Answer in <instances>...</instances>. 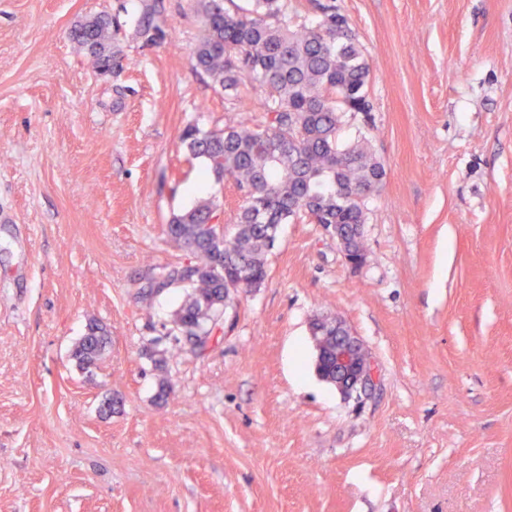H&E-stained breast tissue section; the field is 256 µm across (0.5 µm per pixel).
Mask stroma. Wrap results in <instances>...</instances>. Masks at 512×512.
<instances>
[{"label":"stroma","instance_id":"35a3bbf8","mask_svg":"<svg viewBox=\"0 0 512 512\" xmlns=\"http://www.w3.org/2000/svg\"><path fill=\"white\" fill-rule=\"evenodd\" d=\"M336 4L371 67L340 138L386 169L366 261L282 225L265 284L190 353L188 291L143 297L148 266L188 258L173 213L213 196L231 225L246 197L179 135L262 121L264 90L192 69L191 0H0V512H512V0ZM98 14L105 76L68 37ZM321 313L375 359L368 398L316 374ZM92 320L111 341L86 371ZM109 343L110 331L107 327L96 321L90 322L87 332L80 338L72 353L77 366L82 370L96 366L102 360Z\"/></svg>","mask_w":512,"mask_h":512}]
</instances>
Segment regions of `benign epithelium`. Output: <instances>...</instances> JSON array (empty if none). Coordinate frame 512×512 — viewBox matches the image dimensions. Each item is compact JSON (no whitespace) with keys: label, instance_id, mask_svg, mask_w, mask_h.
<instances>
[{"label":"benign epithelium","instance_id":"1","mask_svg":"<svg viewBox=\"0 0 512 512\" xmlns=\"http://www.w3.org/2000/svg\"><path fill=\"white\" fill-rule=\"evenodd\" d=\"M332 231L346 262L355 269L361 267L365 255L357 250L356 242L363 237L362 225L353 224L346 227L334 224ZM331 325L336 327V344L328 345V336L315 337V370L344 397L360 400L376 388L379 368L361 339L355 336L341 319H331Z\"/></svg>","mask_w":512,"mask_h":512}]
</instances>
